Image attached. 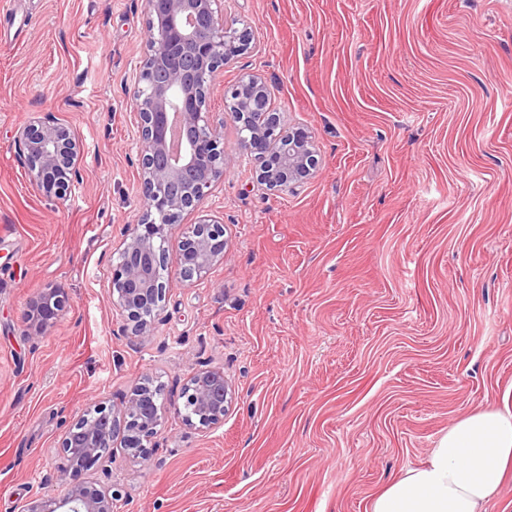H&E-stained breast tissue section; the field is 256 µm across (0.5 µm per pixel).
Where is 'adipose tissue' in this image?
Masks as SVG:
<instances>
[{
	"label": "adipose tissue",
	"mask_w": 512,
	"mask_h": 512,
	"mask_svg": "<svg viewBox=\"0 0 512 512\" xmlns=\"http://www.w3.org/2000/svg\"><path fill=\"white\" fill-rule=\"evenodd\" d=\"M512 466V411L487 407L449 427L426 462L402 472L371 512H487Z\"/></svg>",
	"instance_id": "ef3b65f1"
}]
</instances>
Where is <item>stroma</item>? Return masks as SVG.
<instances>
[{
	"label": "stroma",
	"mask_w": 512,
	"mask_h": 512,
	"mask_svg": "<svg viewBox=\"0 0 512 512\" xmlns=\"http://www.w3.org/2000/svg\"><path fill=\"white\" fill-rule=\"evenodd\" d=\"M253 30L206 108L224 151V89L264 76L320 166L271 192L237 163L204 202L223 264L184 282L150 335L109 299L142 212L129 90L145 0H0V512L58 492L60 440L91 398L164 387L147 459L115 448L114 512H368L457 419L512 404V0H216ZM64 120L83 158L71 195L39 194L15 129ZM71 307L40 337L29 299ZM220 365L223 425L177 414L188 377ZM69 306V297L61 286L43 288L27 303L23 324L28 335L40 336L56 325Z\"/></svg>",
	"instance_id": "stroma-1"
}]
</instances>
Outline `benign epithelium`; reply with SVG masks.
Instances as JSON below:
<instances>
[{
    "mask_svg": "<svg viewBox=\"0 0 512 512\" xmlns=\"http://www.w3.org/2000/svg\"><path fill=\"white\" fill-rule=\"evenodd\" d=\"M214 4L146 0L147 50L132 84L144 209L138 222L127 226L119 262L110 272L112 308L127 335H149L166 308L170 285L155 276L167 259L164 243L171 224L163 218L195 215L174 256L183 280L191 282L224 262V222L204 214L203 203L231 164L243 159L256 164L258 178L273 192L295 189L319 168L307 131L284 127L278 112L260 111L269 93L260 74H247L225 89L224 97L239 103L231 117L242 134L238 156L224 153L220 129L201 100L213 90L216 72L250 49L252 37L250 28L219 17ZM13 147L38 191L62 201L71 194L80 145L66 124L48 112L19 127ZM68 306L64 288L42 289L27 303L26 332L44 334ZM163 394V385L141 375L120 403L102 397L86 403L62 435L60 494L26 504L25 512H113L112 487L83 481L81 475L96 461L112 462L118 437L127 455L147 457L159 435ZM181 399L177 411L187 425L210 429L223 424L232 404L224 367L192 373Z\"/></svg>",
    "mask_w": 512,
    "mask_h": 512,
    "instance_id": "benign-epithelium-1",
    "label": "benign epithelium"
}]
</instances>
